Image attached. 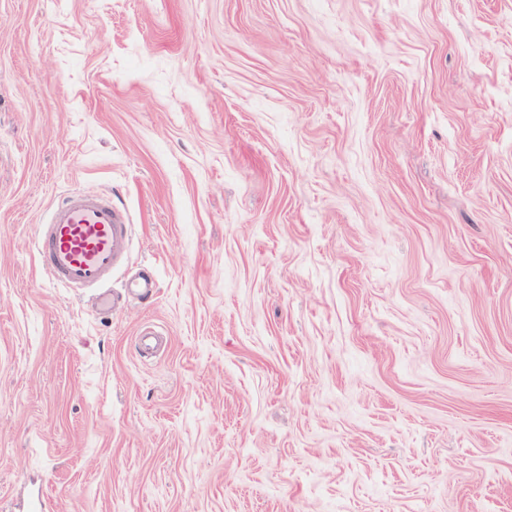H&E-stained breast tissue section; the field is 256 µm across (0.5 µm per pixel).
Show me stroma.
Returning <instances> with one entry per match:
<instances>
[{
	"label": "stroma",
	"mask_w": 512,
	"mask_h": 512,
	"mask_svg": "<svg viewBox=\"0 0 512 512\" xmlns=\"http://www.w3.org/2000/svg\"><path fill=\"white\" fill-rule=\"evenodd\" d=\"M102 192L107 312L33 247ZM37 488L512 512V0H0V512Z\"/></svg>",
	"instance_id": "35a3bbf8"
}]
</instances>
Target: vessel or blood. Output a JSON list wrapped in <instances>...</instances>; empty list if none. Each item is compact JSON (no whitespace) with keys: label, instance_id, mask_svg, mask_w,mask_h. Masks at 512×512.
Listing matches in <instances>:
<instances>
[{"label":"vessel or blood","instance_id":"obj_1","mask_svg":"<svg viewBox=\"0 0 512 512\" xmlns=\"http://www.w3.org/2000/svg\"><path fill=\"white\" fill-rule=\"evenodd\" d=\"M131 233L110 197L72 194L52 207L35 251L51 282L77 290L108 288L127 257Z\"/></svg>","mask_w":512,"mask_h":512}]
</instances>
